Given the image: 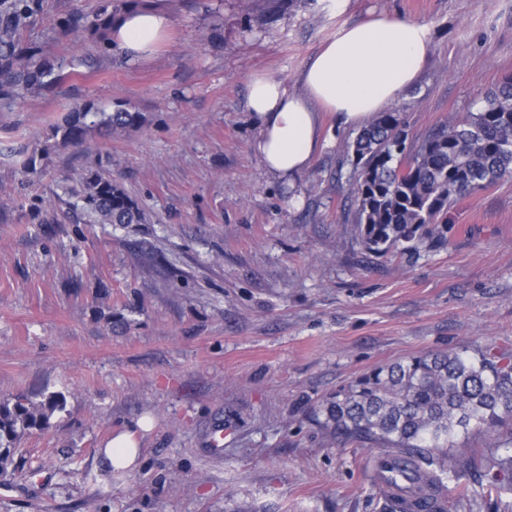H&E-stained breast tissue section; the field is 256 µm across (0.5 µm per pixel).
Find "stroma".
<instances>
[{
	"mask_svg": "<svg viewBox=\"0 0 512 512\" xmlns=\"http://www.w3.org/2000/svg\"><path fill=\"white\" fill-rule=\"evenodd\" d=\"M97 3L48 0L27 43L85 63L0 108V400L62 402L20 439L39 471L0 486V512H383L377 450L336 447L314 415L355 377L423 351L512 359V178L458 199L434 248L373 255L354 233L357 127L323 113L305 173L273 178L254 150L249 82L299 90L342 27L419 21L428 60L391 109L422 132L512 76V0H155L171 30L145 61L53 39L58 19ZM85 103L143 120L42 154ZM93 170L145 223L69 212L67 189ZM121 431L142 450L128 471L100 454ZM442 492L449 512H512V484L462 497L450 477Z\"/></svg>",
	"mask_w": 512,
	"mask_h": 512,
	"instance_id": "obj_1",
	"label": "stroma"
}]
</instances>
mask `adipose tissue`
<instances>
[{
  "label": "adipose tissue",
  "mask_w": 512,
  "mask_h": 512,
  "mask_svg": "<svg viewBox=\"0 0 512 512\" xmlns=\"http://www.w3.org/2000/svg\"><path fill=\"white\" fill-rule=\"evenodd\" d=\"M170 27L156 8L129 9L112 26V39L135 61L150 57ZM430 49L427 24L381 15L343 27L312 57L288 91L283 80L253 75L247 107L259 128L254 148L266 171L296 178L318 149L322 112L361 125L415 83Z\"/></svg>",
  "instance_id": "obj_1"
}]
</instances>
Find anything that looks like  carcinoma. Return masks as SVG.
Wrapping results in <instances>:
<instances>
[{"mask_svg": "<svg viewBox=\"0 0 512 512\" xmlns=\"http://www.w3.org/2000/svg\"><path fill=\"white\" fill-rule=\"evenodd\" d=\"M46 0H0V99L60 84L67 64L25 45ZM138 0H98L91 14L57 21L58 31L107 49L112 23ZM127 108L101 112L85 104L52 126V137L80 148L97 131L112 136L139 125ZM354 180V230L365 249L385 256L439 243L458 199L512 176V76L460 119L411 134L399 112H381L348 147ZM68 206L97 224H141L144 214L122 185L98 172L72 192ZM62 408L55 395L0 402V483L18 471L21 436ZM322 427L336 443L359 442L392 458L393 473L412 486H440L472 475L490 495L512 475V365L459 352L430 351L364 373L325 399ZM478 431L508 454L474 448L463 465L448 460V440Z\"/></svg>", "mask_w": 512, "mask_h": 512, "instance_id": "1", "label": "carcinoma"}]
</instances>
